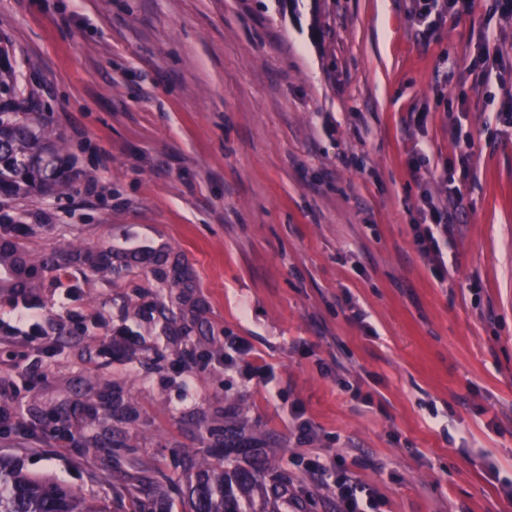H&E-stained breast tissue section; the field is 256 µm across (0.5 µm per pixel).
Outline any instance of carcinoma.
Returning <instances> with one entry per match:
<instances>
[{
    "label": "carcinoma",
    "instance_id": "cac0c4a2",
    "mask_svg": "<svg viewBox=\"0 0 512 512\" xmlns=\"http://www.w3.org/2000/svg\"><path fill=\"white\" fill-rule=\"evenodd\" d=\"M0 46V194L27 193L49 185L47 157L61 151L45 119L16 103L17 75ZM268 444L238 418L224 421V457L204 462L188 480L181 508L164 512H269L271 499L288 500V480L269 477ZM0 512H106L61 484L24 472L0 457Z\"/></svg>",
    "mask_w": 512,
    "mask_h": 512
}]
</instances>
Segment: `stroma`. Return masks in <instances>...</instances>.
<instances>
[{
  "instance_id": "stroma-1",
  "label": "stroma",
  "mask_w": 512,
  "mask_h": 512,
  "mask_svg": "<svg viewBox=\"0 0 512 512\" xmlns=\"http://www.w3.org/2000/svg\"><path fill=\"white\" fill-rule=\"evenodd\" d=\"M0 44L64 159L62 188L0 195L54 340L0 324L1 456L108 512L152 481L154 512L234 412L299 496L279 512H335L311 451L384 512H512V21L489 0L428 30L414 0H0ZM447 163L469 176L441 282L413 226Z\"/></svg>"
}]
</instances>
